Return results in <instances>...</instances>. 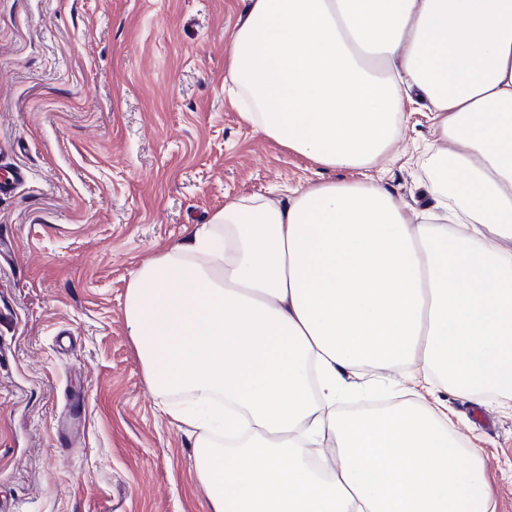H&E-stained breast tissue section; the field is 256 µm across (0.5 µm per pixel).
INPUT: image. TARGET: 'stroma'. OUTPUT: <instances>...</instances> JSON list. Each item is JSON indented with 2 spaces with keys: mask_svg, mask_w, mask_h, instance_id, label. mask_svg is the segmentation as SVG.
Wrapping results in <instances>:
<instances>
[{
  "mask_svg": "<svg viewBox=\"0 0 512 512\" xmlns=\"http://www.w3.org/2000/svg\"><path fill=\"white\" fill-rule=\"evenodd\" d=\"M240 0H0V512H208L194 437L125 324L132 272L243 196L349 179L244 123L224 78ZM386 181L426 203L425 111ZM497 512L512 415L456 396Z\"/></svg>",
  "mask_w": 512,
  "mask_h": 512,
  "instance_id": "stroma-1",
  "label": "stroma"
}]
</instances>
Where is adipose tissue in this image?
<instances>
[{
    "instance_id": "1",
    "label": "adipose tissue",
    "mask_w": 512,
    "mask_h": 512,
    "mask_svg": "<svg viewBox=\"0 0 512 512\" xmlns=\"http://www.w3.org/2000/svg\"><path fill=\"white\" fill-rule=\"evenodd\" d=\"M241 119L356 179L225 204L131 275L126 328L196 430L209 512H495L441 393L512 405V0H242ZM428 112L435 208L371 176ZM407 400L343 411L372 374Z\"/></svg>"
}]
</instances>
